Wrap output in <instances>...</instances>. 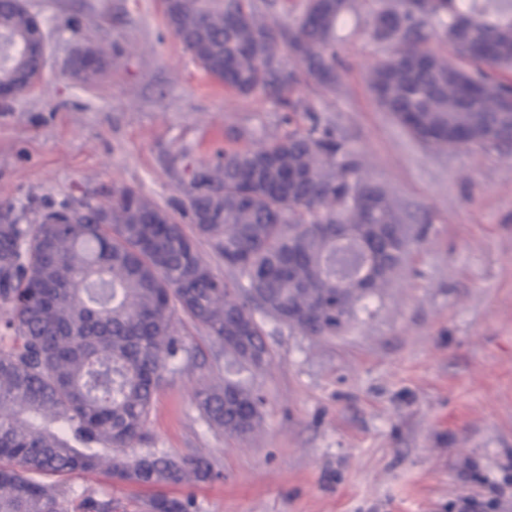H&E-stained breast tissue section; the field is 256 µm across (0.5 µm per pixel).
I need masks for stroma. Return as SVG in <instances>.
<instances>
[{
  "label": "stroma",
  "instance_id": "1",
  "mask_svg": "<svg viewBox=\"0 0 512 512\" xmlns=\"http://www.w3.org/2000/svg\"><path fill=\"white\" fill-rule=\"evenodd\" d=\"M361 2L336 44L335 85L302 82L284 106L208 76L162 0H25L49 61L34 91L0 97V224L125 186L173 214L226 277L184 211L194 173L220 163L229 133L252 148L314 118L426 219L403 274L342 335L265 323L271 357L253 378L264 406L250 436L201 417L196 393L224 362L202 326L175 314L192 360L169 365L136 449L213 458L212 479L163 489L192 496L193 512H459L466 497L512 512V149L429 150L384 112L368 73L390 49L370 36L375 0ZM103 44L112 51L94 82L73 75V58ZM67 484L111 499L112 512H143L156 493L102 474Z\"/></svg>",
  "mask_w": 512,
  "mask_h": 512
}]
</instances>
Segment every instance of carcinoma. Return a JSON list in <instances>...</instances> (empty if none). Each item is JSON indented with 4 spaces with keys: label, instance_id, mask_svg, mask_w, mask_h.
I'll return each instance as SVG.
<instances>
[{
    "label": "carcinoma",
    "instance_id": "carcinoma-1",
    "mask_svg": "<svg viewBox=\"0 0 512 512\" xmlns=\"http://www.w3.org/2000/svg\"><path fill=\"white\" fill-rule=\"evenodd\" d=\"M273 0H163L173 34L199 66L245 96L289 104L304 78L335 81L340 25L357 0H302L291 21L271 25ZM35 17L0 0V83L28 92L37 75L29 49ZM443 39L471 65L424 48ZM372 37L393 45L370 72L378 105L429 149L512 148V4L470 0H378ZM101 47L73 73L92 81ZM186 211L234 276L200 257L175 217L128 187L104 202L65 206V224H0V512H112L91 494L74 503L61 477L102 473L146 487L213 475L204 456L135 451L168 364L185 352L181 310L224 348V383L196 393L211 425L230 435L262 420L254 389L236 379L270 360L259 318L310 337L339 336L400 276L425 230L382 185L359 152L310 117L306 128L252 149H224L201 166ZM342 225L349 242L309 231ZM386 236L373 275L353 272L357 241ZM297 256L288 267V253ZM147 512H190L192 501L157 494Z\"/></svg>",
    "mask_w": 512,
    "mask_h": 512
}]
</instances>
